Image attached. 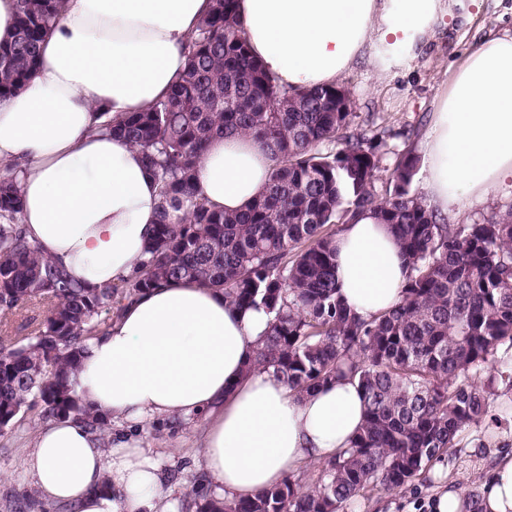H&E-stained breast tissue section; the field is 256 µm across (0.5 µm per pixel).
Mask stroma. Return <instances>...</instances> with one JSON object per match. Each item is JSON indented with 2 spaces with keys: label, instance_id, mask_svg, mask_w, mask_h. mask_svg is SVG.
I'll use <instances>...</instances> for the list:
<instances>
[{
  "label": "stroma",
  "instance_id": "stroma-1",
  "mask_svg": "<svg viewBox=\"0 0 512 512\" xmlns=\"http://www.w3.org/2000/svg\"><path fill=\"white\" fill-rule=\"evenodd\" d=\"M505 33L512 34V0H442L439 23L414 56L397 61L377 51L357 59L338 77V85L352 93V130L381 144L380 180H388L399 154L423 156L433 104L458 61L483 39ZM511 209L509 182L484 201H462L449 218L476 224ZM480 380L491 386L487 410L479 423L459 432L445 461L433 463L405 490L361 494L345 512H430L431 498L448 485L461 495V512H471L473 497L480 495L498 461L512 456V365L490 364ZM43 422L35 409L0 431V512H11L13 501L36 491L24 461ZM202 429V418L194 417L179 425L150 420L141 431L150 448L166 457L171 499L180 504L190 482L203 478L202 450L196 444Z\"/></svg>",
  "mask_w": 512,
  "mask_h": 512
}]
</instances>
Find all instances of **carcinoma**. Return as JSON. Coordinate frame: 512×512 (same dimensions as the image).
Here are the masks:
<instances>
[{"label": "carcinoma", "instance_id": "cac0c4a2", "mask_svg": "<svg viewBox=\"0 0 512 512\" xmlns=\"http://www.w3.org/2000/svg\"><path fill=\"white\" fill-rule=\"evenodd\" d=\"M236 2L210 0L166 96L142 112L99 113L95 130L142 147L159 185V224L138 276L93 289L69 277L23 231V166L0 169V315L43 314L22 340L0 336V430L39 404L48 418L82 417L105 433L110 423L72 383L87 342L142 291L185 279L271 315L250 368L297 396L348 378L365 406L363 426L317 480L288 479L234 502L195 489V512H344L363 491L399 490L443 461L484 415L476 375L490 361L512 362V209L482 224L440 222L412 190L410 151L379 194L380 144L349 133L353 113L336 111L350 91L288 92L250 54ZM64 6L17 0L14 34L0 42V99L26 86ZM217 134L250 135L273 159L266 188L239 211L209 205L195 185ZM367 210L395 233L409 269L400 302L369 319L342 301L338 230L323 231Z\"/></svg>", "mask_w": 512, "mask_h": 512}]
</instances>
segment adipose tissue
<instances>
[{"label": "adipose tissue", "mask_w": 512, "mask_h": 512, "mask_svg": "<svg viewBox=\"0 0 512 512\" xmlns=\"http://www.w3.org/2000/svg\"><path fill=\"white\" fill-rule=\"evenodd\" d=\"M208 0H67L27 87L0 100V160L26 166L21 218L42 254L87 287L138 274L158 222V184L142 152L92 132L95 112L121 116L162 97ZM252 55L294 90L329 84L375 46L398 59L432 35L441 0H237ZM426 202L447 212L512 181V35L483 41L459 64L432 116ZM272 159L249 137H216L197 187L239 210L269 179ZM336 281L349 307L377 316L408 275L394 233L367 211L336 236ZM270 320L223 291L170 280L127 303L90 340L74 387L118 429L102 444L77 417L42 426L26 468L47 502L77 512H175L165 464L121 432L149 419L202 417L203 465L218 498H250L309 461L347 447L364 422L356 383L303 397L248 371ZM483 512H512V456L486 482Z\"/></svg>", "instance_id": "obj_1"}]
</instances>
